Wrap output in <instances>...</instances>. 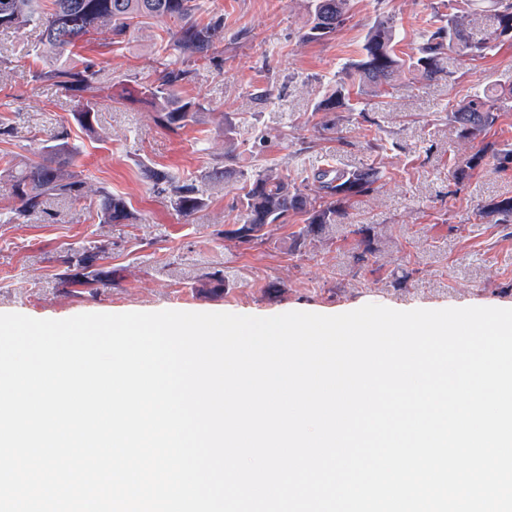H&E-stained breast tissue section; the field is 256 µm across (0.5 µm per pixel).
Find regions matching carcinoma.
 I'll return each instance as SVG.
<instances>
[{"label":"carcinoma","instance_id":"cac0c4a2","mask_svg":"<svg viewBox=\"0 0 512 512\" xmlns=\"http://www.w3.org/2000/svg\"><path fill=\"white\" fill-rule=\"evenodd\" d=\"M46 13L42 0H0V32L18 31L31 23L41 26L40 40L46 54V66L36 69V81H52L82 98L73 121L82 129H95L98 102L93 92L98 90L99 64L81 57L86 45L102 28L108 30L107 46L120 48L129 42L141 27L155 21H171L163 50L168 52L159 61L158 77L142 86L143 94L157 107L156 122L176 133L193 121L204 105L183 97V89L195 73L199 61L213 59L217 45L224 42V17L213 16L201 24L195 18V0H51ZM310 19L301 34L303 42H320L333 36L349 19L350 0H309ZM512 45V0H491L487 7L469 4V10L459 16L432 22L426 31L419 55L406 61L396 52L393 27L385 22L372 25L362 46V58L345 69L346 80L314 107L316 112L353 111L352 91L366 88L379 90L395 81L404 71L421 80H431L446 71L448 52L454 50L473 60L483 59L505 44ZM512 108V88L504 90L486 86L473 93L467 102L451 112L456 137L469 143L487 133L498 121L500 112ZM37 159L0 166V179L11 182L16 205L9 221L25 223L35 213L45 211L47 198L65 195L74 199L84 196V182L70 168L76 165L80 149L69 141L67 125L58 129L35 152ZM483 155L475 153L455 163L448 171L455 185H464L478 168ZM145 178L153 189L166 195L173 208L189 216L205 205L204 185H220L227 169H208L200 180H181L165 167H149ZM380 171L373 166L355 170L328 167L314 177L313 193L288 182V177L273 170L248 179L239 195L238 224L244 233L231 235L238 245L249 249L263 239L271 224H288L303 216V225L293 232L290 250L300 252L319 237L325 228L340 220L348 206L371 197L377 189ZM95 209L101 224H122L134 218L127 201L105 187L96 191ZM485 215L496 224L512 223V197H505L486 206ZM71 259L84 273L73 277L61 274V284L68 288L81 286L89 293L97 285L110 281L106 271L94 267L95 256L73 251ZM229 287L224 271L215 269L205 274L201 290L218 294Z\"/></svg>","mask_w":512,"mask_h":512}]
</instances>
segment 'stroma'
<instances>
[{"label":"stroma","instance_id":"obj_1","mask_svg":"<svg viewBox=\"0 0 512 512\" xmlns=\"http://www.w3.org/2000/svg\"><path fill=\"white\" fill-rule=\"evenodd\" d=\"M200 20L224 18V42L214 62L198 63L185 95L204 105L194 123L172 133L154 121L144 98L120 99L156 77L165 23L137 31L123 50L99 58L114 86L99 93L95 133L72 126L82 153L77 172L85 195L51 197L47 213L23 224L0 222V313L67 319L84 313L182 310L270 317L291 311L323 315L367 304L396 310L448 307L512 308V224H494L481 209L512 196V171H501L499 149L512 145V111L485 135L458 143L451 111L487 84H512V45L483 60L452 56L451 75L419 81L402 75L361 96L356 111L337 112V133L320 131L314 104L358 59L376 18L391 19L402 58L415 55L427 19L446 15L460 0H350V18L329 40L299 38L308 0H199ZM38 30L0 33V120L15 138L0 141V157L24 161L32 138L46 139L70 119L79 102L64 89L37 82ZM483 161L463 188L448 178L452 161L474 153ZM230 172L207 188L208 203L191 215L174 210L144 177V166L166 167L196 179L213 165ZM372 165L382 171L377 192L348 208L322 239L290 250L297 223L272 225L264 242L239 248L224 229L239 216L236 199L246 177L274 168L294 183L318 170ZM124 196L136 215L124 224L99 223V187ZM373 228L375 252L356 264L355 230ZM95 254L112 280L97 296L64 293L70 248ZM223 270L230 287L211 296L202 276Z\"/></svg>","mask_w":512,"mask_h":512}]
</instances>
